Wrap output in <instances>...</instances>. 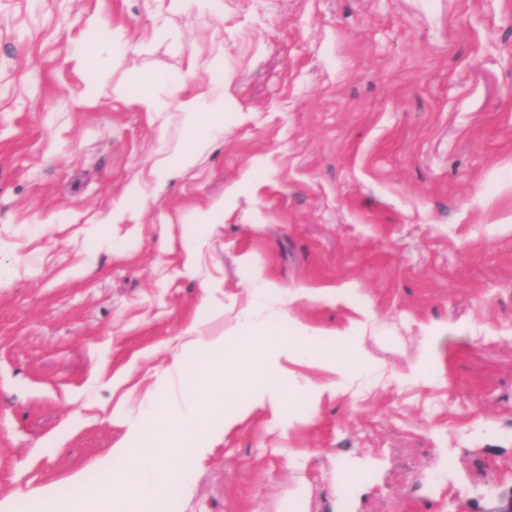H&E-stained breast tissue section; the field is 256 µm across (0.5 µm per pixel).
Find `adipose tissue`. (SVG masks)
Here are the masks:
<instances>
[{
	"mask_svg": "<svg viewBox=\"0 0 512 512\" xmlns=\"http://www.w3.org/2000/svg\"><path fill=\"white\" fill-rule=\"evenodd\" d=\"M100 29L97 19H88L74 54L93 69L102 57H111L112 71L86 86L80 99H96L108 81L114 92L131 95L140 111L157 117L173 106L183 115L181 148L160 160L148 181L128 186L105 218L109 224L135 223L141 216L139 203L156 196L171 178L194 167L209 145L223 134L224 54L216 52L207 63L209 87L191 92L187 83L193 68L177 71L168 65L126 63L125 55L131 48L125 29H112L104 41L98 36ZM361 315V320L337 331L329 341L324 332L292 320L284 310L247 306L233 329L236 348L226 351L224 376L213 386L205 377L207 358L209 352L225 351L224 339L204 333L199 322L189 323L179 333L172 362L158 375L151 399L130 423L125 446L110 449L95 461L97 489L86 488V473L77 470L66 478L80 491L71 501H59L55 485L46 484L0 499V512H127L129 502L144 505L157 489L180 485L217 439L206 401L210 389L222 392L227 403L242 398L250 408L270 410L279 418L303 405H317L324 395L370 386L383 366L363 346V327L374 319L375 311L367 305ZM447 332V327L438 323L423 327L422 352L403 373L404 381L431 376L438 341ZM267 336L277 339L269 358L260 344ZM282 359L316 363L329 371L332 379L323 384L299 382L280 370L278 362Z\"/></svg>",
	"mask_w": 512,
	"mask_h": 512,
	"instance_id": "obj_1",
	"label": "adipose tissue"
}]
</instances>
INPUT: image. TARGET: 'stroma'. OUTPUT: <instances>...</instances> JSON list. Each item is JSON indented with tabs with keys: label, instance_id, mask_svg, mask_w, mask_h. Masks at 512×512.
Segmentation results:
<instances>
[{
	"label": "stroma",
	"instance_id": "stroma-1",
	"mask_svg": "<svg viewBox=\"0 0 512 512\" xmlns=\"http://www.w3.org/2000/svg\"><path fill=\"white\" fill-rule=\"evenodd\" d=\"M155 8L0 0V264L17 269L0 283V498L122 446L178 333L231 332L259 275L313 289L289 312L326 333L372 304L364 346L388 375L287 425L242 411L157 512L497 506L512 494V0H189L168 23L193 90L224 37V136L140 223L107 226L108 249L88 220L148 180L183 118L79 100L93 73L73 49L91 17L138 45ZM433 322L448 326L433 380L400 383ZM349 469L369 482L347 490Z\"/></svg>",
	"mask_w": 512,
	"mask_h": 512
}]
</instances>
